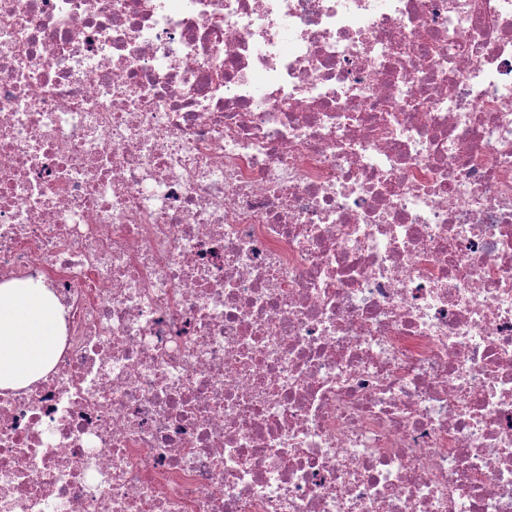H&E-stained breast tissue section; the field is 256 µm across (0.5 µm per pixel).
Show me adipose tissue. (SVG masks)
Instances as JSON below:
<instances>
[{
	"label": "adipose tissue",
	"instance_id": "1",
	"mask_svg": "<svg viewBox=\"0 0 512 512\" xmlns=\"http://www.w3.org/2000/svg\"><path fill=\"white\" fill-rule=\"evenodd\" d=\"M59 328V304L42 283L0 284V389L25 388L51 369Z\"/></svg>",
	"mask_w": 512,
	"mask_h": 512
}]
</instances>
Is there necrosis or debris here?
Here are the masks:
<instances>
[{"label":"necrosis or debris","mask_w":512,"mask_h":512,"mask_svg":"<svg viewBox=\"0 0 512 512\" xmlns=\"http://www.w3.org/2000/svg\"><path fill=\"white\" fill-rule=\"evenodd\" d=\"M0 512H512V0H0ZM59 304L41 282L0 284V389H22L44 376L58 353Z\"/></svg>","instance_id":"obj_1"}]
</instances>
